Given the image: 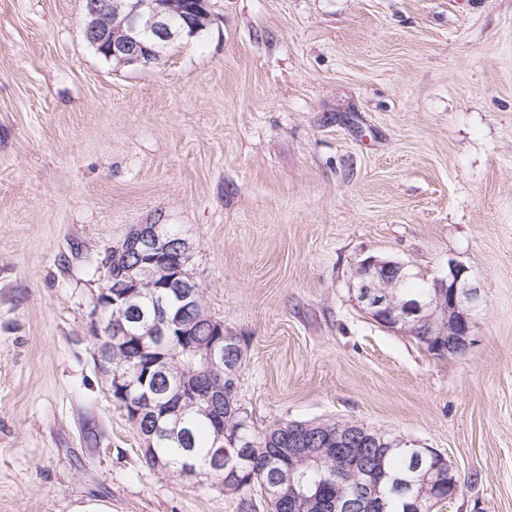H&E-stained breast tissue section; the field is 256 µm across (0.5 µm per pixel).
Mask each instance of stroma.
I'll use <instances>...</instances> for the list:
<instances>
[{
	"mask_svg": "<svg viewBox=\"0 0 512 512\" xmlns=\"http://www.w3.org/2000/svg\"><path fill=\"white\" fill-rule=\"evenodd\" d=\"M159 66L83 37L84 0H0V512H241L148 468L90 338L106 248L192 246L241 339L253 426L355 423L442 454L433 512H512V0H211ZM368 255L462 265L440 357L356 301ZM448 478V479H447ZM431 484L414 485L413 494L422 499L427 506L438 503L448 494V500L454 498L459 490V482L451 466L448 464V477L445 473L430 476Z\"/></svg>",
	"mask_w": 512,
	"mask_h": 512,
	"instance_id": "1",
	"label": "stroma"
}]
</instances>
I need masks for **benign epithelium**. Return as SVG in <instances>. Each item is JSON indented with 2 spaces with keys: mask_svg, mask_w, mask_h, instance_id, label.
<instances>
[{
  "mask_svg": "<svg viewBox=\"0 0 512 512\" xmlns=\"http://www.w3.org/2000/svg\"><path fill=\"white\" fill-rule=\"evenodd\" d=\"M84 36L110 59L125 64H137L144 68L162 58L166 47L184 34L183 28H174L171 19L181 18L183 24L197 28L212 20L209 0H154L148 6L143 0H85ZM117 254L127 253L136 261L122 272V283L112 288H101L96 294L93 309L95 325L93 356L100 374L106 380L111 393L122 394L130 389L127 375L112 371V357L119 346L125 344L131 332L122 327L115 331L104 330L99 320L107 310L124 309L131 304L143 280L157 277V264L171 256L176 263L167 266L166 287L179 289L181 301L196 303L199 288L189 269L191 246L182 236L172 239L160 231L158 224H138L126 238L114 247ZM413 276L407 264L369 256L361 260L355 270L357 300L374 319L393 331L405 332L411 328L426 337V343L439 349L446 347V354H457L468 348L473 333V313L483 303L479 288L470 284L466 270L460 266L450 268L448 276L435 282L432 293L423 298H398L395 289ZM214 339L209 346L198 351L202 363L225 369L232 385H237L242 356L233 345H224V322L207 316ZM191 325L180 319L167 320L159 326L162 336H167L176 346H182L180 337L188 335ZM184 347V346H182ZM191 347H184V351ZM199 399L218 400L207 392H200L187 385L180 389L179 399L160 404L157 410L164 416L179 414L185 402ZM336 456L347 454L345 446L361 442L369 448L387 452L395 443L368 428L344 424L336 425ZM221 469L216 459L199 466H187L182 472L186 478L201 479Z\"/></svg>",
  "mask_w": 512,
  "mask_h": 512,
  "instance_id": "1",
  "label": "benign epithelium"
}]
</instances>
